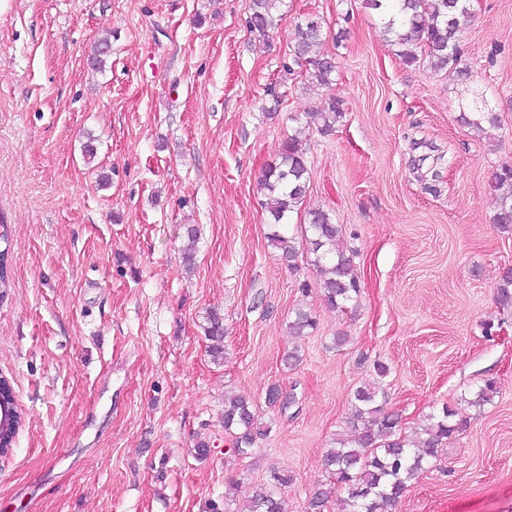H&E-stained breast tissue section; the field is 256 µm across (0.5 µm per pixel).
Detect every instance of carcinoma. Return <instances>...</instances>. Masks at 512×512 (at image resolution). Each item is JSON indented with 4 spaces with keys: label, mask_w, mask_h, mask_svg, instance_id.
<instances>
[{
    "label": "carcinoma",
    "mask_w": 512,
    "mask_h": 512,
    "mask_svg": "<svg viewBox=\"0 0 512 512\" xmlns=\"http://www.w3.org/2000/svg\"><path fill=\"white\" fill-rule=\"evenodd\" d=\"M282 2L252 0L250 27L263 34L273 28ZM366 4L378 11L385 31L405 63H416L420 48L427 51L435 68L461 79L468 76L467 68L461 66L456 44L461 19L468 14L467 0H366ZM320 42L319 21H304L297 25L292 57L296 63L306 66L308 82L328 87L333 83L336 63L323 55L311 56ZM341 117L340 103L334 98L323 109L309 114L310 122L323 133L331 131ZM460 121L488 136L498 126V117L493 112H463ZM309 181L306 150L297 138L290 137L283 143L278 159L265 167L259 182L274 225L288 223L290 214L303 203ZM497 186L500 194L494 222L509 226L512 224V166L501 168ZM308 231L305 251L314 255L313 265L320 274L323 299L330 307L343 309L358 296L360 285L352 258L344 250L342 225L336 223L329 212L317 209L309 212ZM269 240L291 267L295 266L299 254L305 252L295 237L284 232L273 231ZM197 241V228L187 227L181 252L188 266L194 263ZM497 302L503 308L512 307V272L503 275ZM205 322L210 356L214 363L222 364L224 317L210 310ZM314 327V318L302 309L296 311L294 320L289 323V329L300 336ZM494 393L495 382L487 379L470 404L481 407L491 401ZM266 402L283 412L294 402V396L286 397L278 387L272 386L266 394ZM0 404L13 407L10 420L0 427V452L5 453L25 424L24 413L15 406L5 377L0 379ZM455 416L456 412L447 407L442 415L429 416L416 438L405 439L396 434L398 416L377 402L376 386L367 383L356 388L346 420L352 434L338 435L336 447L326 451L323 467L331 480L328 487L314 492L307 503V512H327L337 489L346 492L345 512H396L406 489L429 469L437 449L456 430ZM223 420L224 430L233 434L236 456L252 454L256 439L268 432L257 425L250 400L243 394L224 397ZM291 481V475L285 471H270L268 481L254 491L247 512H285V502L278 492Z\"/></svg>",
    "instance_id": "obj_1"
}]
</instances>
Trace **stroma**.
<instances>
[{
    "label": "stroma",
    "instance_id": "1",
    "mask_svg": "<svg viewBox=\"0 0 512 512\" xmlns=\"http://www.w3.org/2000/svg\"><path fill=\"white\" fill-rule=\"evenodd\" d=\"M250 3L0 0V374L26 414L0 456V512H242L274 469L292 477L287 512H305L366 383L404 435L446 405L460 422L398 512H512V308L496 301L512 227L494 222V176L512 166V0H469L464 79L405 64L364 0H284L263 35ZM306 19L336 62L327 89L292 64ZM332 98L343 114L323 134L305 118ZM477 103L498 116L492 137L459 120ZM291 135L307 152L302 212L333 214L360 279L344 310L309 258L290 269L268 239L258 180ZM299 308L317 326L297 337ZM487 379L497 394L471 406ZM273 385L295 396L286 411L267 406ZM228 392L268 429L242 458ZM204 332L209 341L208 352L214 363L224 362V317L216 310H209L205 317Z\"/></svg>",
    "mask_w": 512,
    "mask_h": 512
}]
</instances>
